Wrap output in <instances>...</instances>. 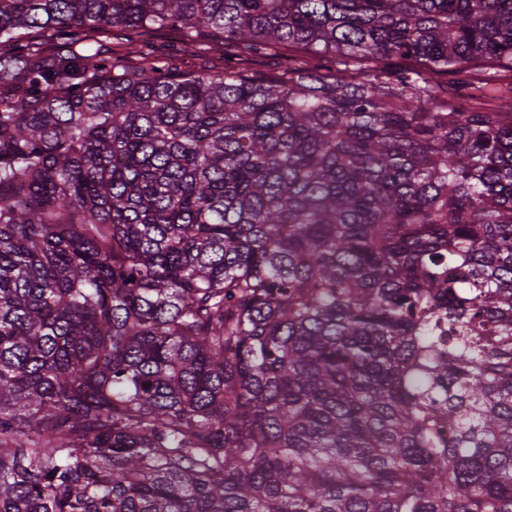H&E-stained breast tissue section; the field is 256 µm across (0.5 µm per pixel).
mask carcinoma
I'll return each mask as SVG.
<instances>
[{"label":"carcinoma","instance_id":"carcinoma-1","mask_svg":"<svg viewBox=\"0 0 512 512\" xmlns=\"http://www.w3.org/2000/svg\"><path fill=\"white\" fill-rule=\"evenodd\" d=\"M476 60L512 65V0H0V512H512ZM145 41L135 43L129 51H151L162 59L173 58L172 63L180 65L181 68L189 65L198 72L211 70L216 54L224 52V46L214 49L185 43L178 34L169 30L154 31ZM225 51L241 69L253 76L274 74L286 60L294 61L306 55L304 50L295 46H281L265 56L252 55L235 46H226Z\"/></svg>","mask_w":512,"mask_h":512}]
</instances>
